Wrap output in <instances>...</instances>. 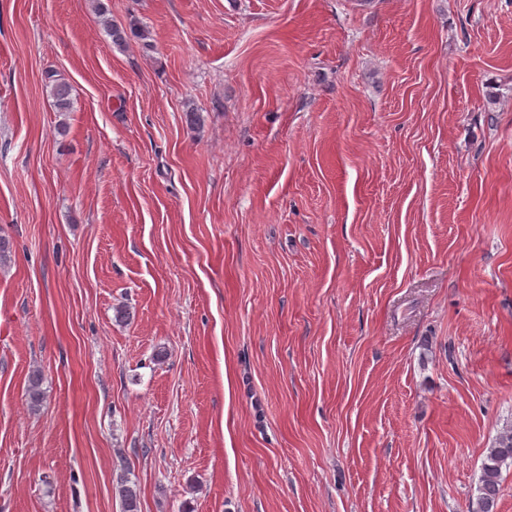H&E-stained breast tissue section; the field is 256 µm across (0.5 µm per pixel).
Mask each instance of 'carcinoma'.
I'll use <instances>...</instances> for the list:
<instances>
[{"mask_svg":"<svg viewBox=\"0 0 512 512\" xmlns=\"http://www.w3.org/2000/svg\"><path fill=\"white\" fill-rule=\"evenodd\" d=\"M54 107L58 112H70L73 108L71 86L55 74H47ZM41 371L33 370L26 387V403L32 410L41 407L46 391ZM512 466V423L505 424L492 439L481 464L477 481V495L471 501L470 512H495L503 481V470ZM118 494L123 512H140V494L135 482L125 475L118 481Z\"/></svg>","mask_w":512,"mask_h":512,"instance_id":"carcinoma-1","label":"carcinoma"}]
</instances>
